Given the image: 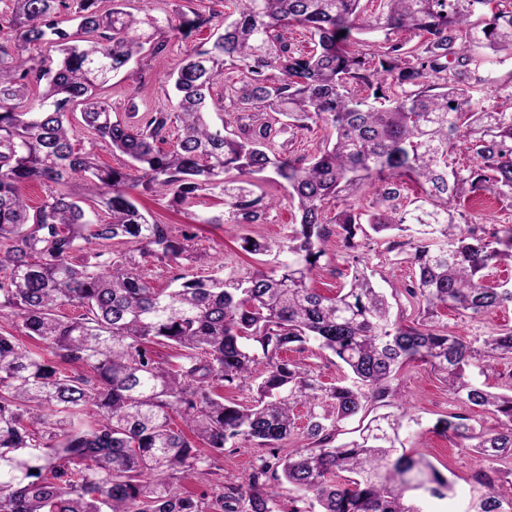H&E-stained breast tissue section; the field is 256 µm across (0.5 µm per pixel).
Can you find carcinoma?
Returning <instances> with one entry per match:
<instances>
[{
	"label": "carcinoma",
	"mask_w": 512,
	"mask_h": 512,
	"mask_svg": "<svg viewBox=\"0 0 512 512\" xmlns=\"http://www.w3.org/2000/svg\"><path fill=\"white\" fill-rule=\"evenodd\" d=\"M98 2L11 0L17 36L0 44V318L15 329L0 331V512H281L284 489L318 512H422L419 500H446L453 484L400 440L403 426L422 425L399 383L416 363L471 410L428 431L488 465L472 512H512L500 479L512 462V387L490 391L472 376L512 360V329L471 341L438 320L444 309L479 320L512 306V284L491 280L492 269L512 264V225L487 229L465 211L486 192L512 201V72L499 85L501 105L473 103L491 82L492 59L512 56V0H379L370 13L362 0H224V13L179 9L162 19L124 10L125 0L102 13ZM66 14L72 30L59 26ZM145 25L161 36L213 33L171 73L174 109L120 121L98 88L144 53ZM292 27L308 31L310 50L288 41ZM400 31L419 41L392 38ZM372 32L384 41L367 53L356 36ZM44 44L59 47L53 68L25 56ZM226 67L238 80L221 94ZM34 83L42 92L32 103ZM225 97L236 123L227 133L205 119ZM77 109L124 166H101L74 147ZM271 112L283 120L273 124ZM319 123L335 134L319 154L277 148ZM457 151L471 164H449ZM79 173L84 193L59 189ZM33 182L46 193L31 211ZM265 182L286 188L297 220L286 245L245 238L241 248L284 254L273 267L180 275L166 288L143 279L141 262H177L190 237L149 221L135 191L175 205L222 195L224 214L200 223L262 224L275 206L256 192ZM90 199L106 219L86 213ZM330 224L351 250L360 231L382 236L389 266L408 263L416 276L388 295L354 255L343 288L318 292L310 282L328 255ZM119 239L132 247L114 258ZM402 299L409 318L393 314ZM63 307L81 313L69 318ZM156 341L171 359L154 357ZM313 349L336 357L335 382L288 358ZM244 385L255 392L250 403L224 398ZM301 401L303 443L280 457ZM477 410L496 424H480ZM359 415L370 420L358 437L336 444L339 424ZM240 442L273 452L247 487L217 477L210 497L176 491L182 477L213 475L215 458Z\"/></svg>",
	"instance_id": "carcinoma-1"
}]
</instances>
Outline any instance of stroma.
<instances>
[{
    "label": "stroma",
    "mask_w": 512,
    "mask_h": 512,
    "mask_svg": "<svg viewBox=\"0 0 512 512\" xmlns=\"http://www.w3.org/2000/svg\"><path fill=\"white\" fill-rule=\"evenodd\" d=\"M189 42L169 37L163 52L130 62L123 71L114 75L101 91L102 98L111 105L114 116L123 119L135 111L144 113L156 108L172 107L174 98L167 77L184 58ZM266 190L280 200L267 222L236 226L209 223V216L222 214L224 210L223 198L216 195L198 196L177 211L173 210L168 199L145 193L138 195L140 209L148 218L171 225L174 235L189 233L193 236L188 258L176 264L149 261L144 267L146 280L154 287L164 288L180 274L243 276L257 267L273 266L275 253L251 255L241 248L242 240L246 237L273 243L283 241L289 225L296 220L295 211L288 202L287 191L275 184L267 185ZM201 215L206 218L202 224L197 221ZM326 249L330 261L316 272L311 282L312 287L323 294L332 293L344 284L341 272L346 269L348 258V251L337 236H330ZM358 254L369 269L375 271L381 288L388 290L398 287L413 274L410 265L392 268L386 264L378 237H371L368 243L362 244ZM442 320L457 335L482 337L512 328V308L496 311L479 321L462 320L448 311ZM400 383L412 413L419 415L423 421L422 426L403 432L406 448L422 454L438 469H449L453 483L450 510L467 512L471 501L483 492L482 486L475 479L482 463L470 449L459 447L455 442L429 433L426 429L428 423L455 410L456 405L449 399L447 387L429 367L419 364L406 366L401 372ZM263 454V449L242 442L225 449L217 464L225 481L240 483L245 481L252 465L258 464Z\"/></svg>",
    "instance_id": "1"
}]
</instances>
